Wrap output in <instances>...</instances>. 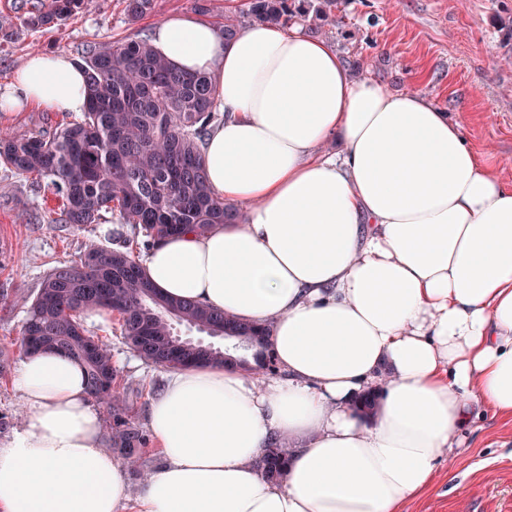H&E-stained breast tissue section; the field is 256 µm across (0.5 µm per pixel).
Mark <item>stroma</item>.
<instances>
[{
    "label": "stroma",
    "instance_id": "1",
    "mask_svg": "<svg viewBox=\"0 0 512 512\" xmlns=\"http://www.w3.org/2000/svg\"><path fill=\"white\" fill-rule=\"evenodd\" d=\"M193 0H155L153 13L130 21L123 0H92L65 26L39 33L19 31L0 45V87L27 55L61 52L78 59L93 42L149 35L176 14H193ZM348 37L334 40L342 56L372 59L371 78L391 91H414L445 110L469 142L489 154L498 176L512 182V43L503 44L500 20L512 18V0H338ZM74 113L32 106L0 114V128L39 132L72 122ZM46 182L14 175L0 164V348L21 358L20 338L41 281L55 267L77 260L87 245L109 244L111 224L80 227L33 223L32 214L55 207ZM89 334L109 344L131 413L144 422L162 370L128 346L118 318L85 320ZM463 473L448 493V472ZM404 512H512V423L483 421L462 447L440 461L434 487Z\"/></svg>",
    "mask_w": 512,
    "mask_h": 512
}]
</instances>
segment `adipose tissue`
Instances as JSON below:
<instances>
[{"label":"adipose tissue","instance_id":"adipose-tissue-1","mask_svg":"<svg viewBox=\"0 0 512 512\" xmlns=\"http://www.w3.org/2000/svg\"><path fill=\"white\" fill-rule=\"evenodd\" d=\"M175 68L215 76L223 123L203 151L242 217L141 258L165 295L272 327L284 378L220 365L163 372L146 412L161 457L136 494L103 447L84 367L45 348L13 385L25 421L0 442V512H401L472 417L512 420V184L416 92L353 77L301 28L225 39L192 15L152 31ZM84 73L35 51L0 112L86 107ZM336 141L335 156L318 154ZM388 384L376 415L355 398ZM304 437L281 482L254 465Z\"/></svg>","mask_w":512,"mask_h":512}]
</instances>
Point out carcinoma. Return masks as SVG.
Segmentation results:
<instances>
[{
    "mask_svg": "<svg viewBox=\"0 0 512 512\" xmlns=\"http://www.w3.org/2000/svg\"><path fill=\"white\" fill-rule=\"evenodd\" d=\"M335 0H247L254 23L286 26L309 22L313 33L328 34ZM91 0H36L19 17L28 32L61 26L89 8ZM154 0H124L127 17L150 15ZM80 66L86 73L87 108L81 117L51 132L0 130V162L13 173L47 181L60 202L50 224H99L112 218L116 246L93 243L78 260L54 268L41 283L23 327L24 353L59 349L82 363L93 399L109 409L110 448L132 468L148 446L129 415L116 382L108 344L85 329L83 315L95 309L117 314L121 335L151 364L165 369L224 363L246 372H276L271 326L242 323L189 298L161 295L170 310L147 292L139 255L129 248L124 228L145 237L150 248L192 228L207 233L232 217L236 208L215 197L203 159L206 137L221 117L216 82L206 74L182 72L156 52L149 38L106 40L86 46ZM234 341L224 349L184 339L172 343L173 323ZM381 391L361 394L357 414H374ZM288 438L275 439L255 465L268 481L288 467Z\"/></svg>",
    "mask_w": 512,
    "mask_h": 512,
    "instance_id": "obj_1",
    "label": "carcinoma"
}]
</instances>
